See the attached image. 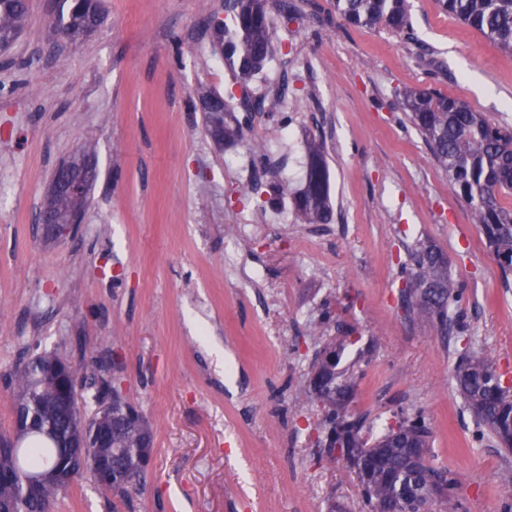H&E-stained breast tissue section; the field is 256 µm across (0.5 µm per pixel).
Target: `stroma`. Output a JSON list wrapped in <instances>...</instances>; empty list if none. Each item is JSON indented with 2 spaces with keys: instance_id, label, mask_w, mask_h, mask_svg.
<instances>
[{
  "instance_id": "obj_1",
  "label": "stroma",
  "mask_w": 512,
  "mask_h": 512,
  "mask_svg": "<svg viewBox=\"0 0 512 512\" xmlns=\"http://www.w3.org/2000/svg\"><path fill=\"white\" fill-rule=\"evenodd\" d=\"M223 3L102 0L79 45L59 34L55 0H28L0 52V436L14 434V375L35 355L75 368L87 415L88 379L112 378L117 355L154 432L142 487L123 498L86 472L51 512H367L354 472L313 456L321 405L299 388L329 352L354 414L379 431L422 409L465 512H503L496 480L512 454L476 439L455 366L467 348L512 376V280L395 92L431 87L512 126V56L436 0H410L411 41L347 25L330 0H295L298 18L275 21L276 53L248 84L259 97L287 83L295 102L218 145L189 104L234 85L208 25ZM312 138L329 166L328 224L267 194L301 188ZM258 145L275 155L247 197L239 165ZM80 152L97 170L83 220L44 243L34 215ZM418 241L447 256L464 333L404 318L398 262Z\"/></svg>"
}]
</instances>
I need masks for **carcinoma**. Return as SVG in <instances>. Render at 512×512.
<instances>
[{"label": "carcinoma", "instance_id": "obj_1", "mask_svg": "<svg viewBox=\"0 0 512 512\" xmlns=\"http://www.w3.org/2000/svg\"><path fill=\"white\" fill-rule=\"evenodd\" d=\"M439 9L469 26L512 55V0H437ZM56 25L71 41H83L101 23L97 0H57ZM336 13L355 27H387L415 40L408 0H333ZM28 20L26 0H0V48L8 47ZM273 17L267 0H224V22L215 28L224 65L242 82L260 71L273 53ZM282 92L254 101L262 112L283 111ZM401 109L424 138L433 160L448 176L449 186L469 206L487 248L494 255L503 278L512 275V209L501 197L512 195V128L496 125L465 102L439 90L408 89L401 94ZM310 163L301 190L293 204L308 224H327L332 204L323 145L310 140L305 145ZM405 268V288L401 303L406 315L423 313L446 335L461 326L458 315L460 293L448 277V261L431 245L410 254ZM58 359L52 353L35 357L15 382L18 393L32 395L31 409L44 422L60 426L67 433L92 434L111 427V417H120L131 408L119 399L112 411L104 405L106 384H100L93 399L95 412L86 418L79 402L63 421L44 407L51 386L41 365ZM458 392L476 417V438L489 434L504 451L512 452V386L507 385L494 361L486 355L464 350L456 366ZM304 391L316 393L325 403L324 436L318 442L329 448L326 457L342 459L359 481L369 512H428L433 504L444 512H460L456 495L459 478L445 468L432 465L433 429L419 408H409L394 416V423L375 438L364 439V422L347 410L351 389L338 386L333 375L318 369L306 381ZM154 440L149 423L130 425L112 432V459L116 475L106 490L125 495L127 475L144 472V458L153 449L144 447ZM62 462L53 441L41 434L29 436L25 447L17 448L16 459L0 454V469L11 477L0 481V507L8 509L22 501L26 512H45L61 494L47 483L40 495L28 498L25 473L57 468ZM503 512H512V470L498 476Z\"/></svg>", "mask_w": 512, "mask_h": 512}]
</instances>
